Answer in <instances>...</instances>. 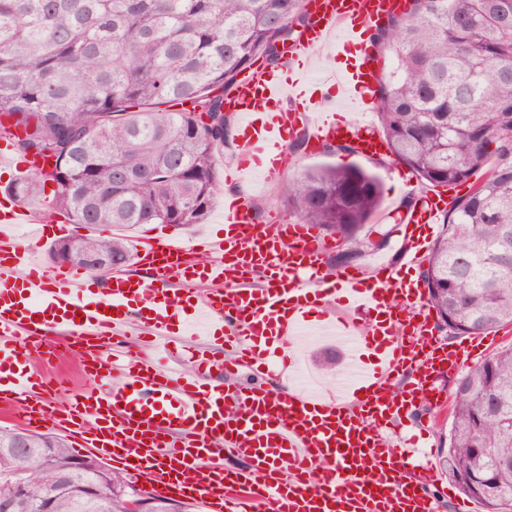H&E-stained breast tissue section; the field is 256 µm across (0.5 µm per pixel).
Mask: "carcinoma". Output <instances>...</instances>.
<instances>
[{"label": "carcinoma", "mask_w": 512, "mask_h": 512, "mask_svg": "<svg viewBox=\"0 0 512 512\" xmlns=\"http://www.w3.org/2000/svg\"><path fill=\"white\" fill-rule=\"evenodd\" d=\"M500 0H410L376 29L391 62L378 79L379 131L389 153L424 184L454 188L443 231L421 271L427 301L451 336L512 325V29ZM302 0H0V116L24 135L23 157L48 156L9 194L30 204L57 185L55 213L71 224H201L217 190L230 134L224 94L257 54L277 65L280 44L301 37ZM322 235L364 254L362 230L380 183L358 166L305 169L280 187ZM70 264L107 253L131 263L127 239H69ZM442 468L484 512H512V346L456 379ZM0 429V503L6 476L26 478L23 505L38 512H123V500L78 499L57 484L47 455L75 457L58 437ZM65 481H96L100 461Z\"/></svg>", "instance_id": "1"}]
</instances>
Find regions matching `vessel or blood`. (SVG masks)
I'll return each instance as SVG.
<instances>
[{
    "mask_svg": "<svg viewBox=\"0 0 512 512\" xmlns=\"http://www.w3.org/2000/svg\"><path fill=\"white\" fill-rule=\"evenodd\" d=\"M305 8L311 23L286 60L245 73L225 95L241 127L227 181L255 171L280 179L292 163L288 142L301 134L316 150L337 140L367 158L388 151L379 131L358 117L375 102L379 78L365 35L400 13L403 0H306ZM329 44L345 59L327 76L342 103L317 121L308 64L312 51ZM286 101L298 110L284 111ZM0 166L25 173L51 164L16 161L5 138ZM450 204L427 191L414 208L388 213L403 228L408 265H419L431 225ZM31 221L17 205L0 213V418L64 434L79 450L146 479L157 495L201 501L209 512H438L429 490L433 467L408 473L411 458L384 435L427 400L433 373L461 365L458 351L433 335L420 281L382 262L369 277L328 271L332 241L300 222H258L245 193L226 200L222 236L191 246L141 239L142 278L42 263L44 229L25 245L14 236ZM174 278L186 286L178 299L167 290ZM316 321L352 358L373 351L375 366L332 398L237 386L240 368L265 374L274 356L290 369L296 337ZM133 327L147 337L149 355L125 350L122 338ZM54 331L63 345L51 342ZM197 336L201 344L184 348L180 369L157 364L172 343ZM71 347L92 385L60 399L32 367V353L43 348L61 362ZM407 372L415 388L397 391L396 379ZM228 455L237 467L225 466Z\"/></svg>",
    "mask_w": 512,
    "mask_h": 512,
    "instance_id": "b4317fda",
    "label": "vessel or blood"
}]
</instances>
